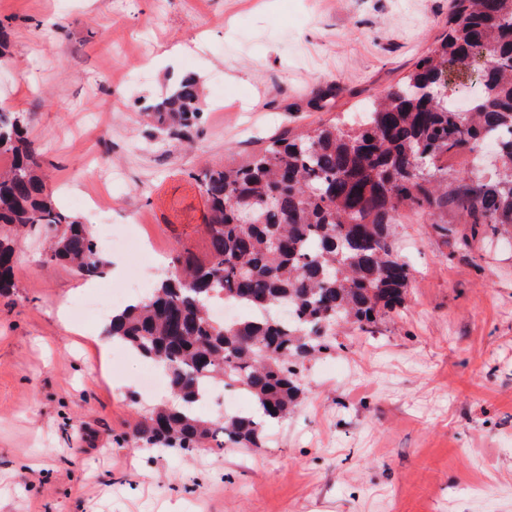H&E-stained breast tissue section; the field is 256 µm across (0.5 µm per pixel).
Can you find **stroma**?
I'll list each match as a JSON object with an SVG mask.
<instances>
[{
	"mask_svg": "<svg viewBox=\"0 0 512 512\" xmlns=\"http://www.w3.org/2000/svg\"><path fill=\"white\" fill-rule=\"evenodd\" d=\"M449 0H0L10 65L0 106L28 136L54 195L109 205L107 232L140 224L161 263L205 258L203 168L272 134L344 117L397 85L448 29ZM189 44L172 60L166 48ZM196 78L191 140L158 134L144 105ZM449 233L413 210L396 226L414 270L405 305L372 331L338 330L308 363L300 406L260 448L190 456L131 442L149 395L104 315L73 325L81 278L17 236L0 296V512H512V238ZM472 236L470 248L458 245Z\"/></svg>",
	"mask_w": 512,
	"mask_h": 512,
	"instance_id": "35a3bbf8",
	"label": "stroma"
}]
</instances>
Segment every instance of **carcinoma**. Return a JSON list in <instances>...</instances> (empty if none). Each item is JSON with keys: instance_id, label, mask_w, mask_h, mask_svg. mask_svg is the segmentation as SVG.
Wrapping results in <instances>:
<instances>
[{"instance_id": "cac0c4a2", "label": "carcinoma", "mask_w": 512, "mask_h": 512, "mask_svg": "<svg viewBox=\"0 0 512 512\" xmlns=\"http://www.w3.org/2000/svg\"><path fill=\"white\" fill-rule=\"evenodd\" d=\"M478 48L488 52L481 89L472 111L459 112L434 89L463 74ZM143 111L167 138L190 139L204 112L197 81H179ZM28 123L0 107V158H8L0 167V295L15 287L13 237L36 226L49 235L48 262L90 280L111 265L89 225L47 189ZM487 143L501 163L496 177L480 175L475 158L448 187V159ZM199 188L206 258L178 255L148 295L112 313L104 332L159 364L177 396L137 422L145 447L259 448L267 425L299 404L305 361L336 351V328L367 329L403 304L413 273L394 247L400 211L434 220L451 205L474 230L512 228V0H452L448 34L368 104L361 124L286 129L245 160L206 170ZM228 299L252 314L215 317L212 306ZM218 382L245 390L253 411L200 417L195 406Z\"/></svg>"}]
</instances>
